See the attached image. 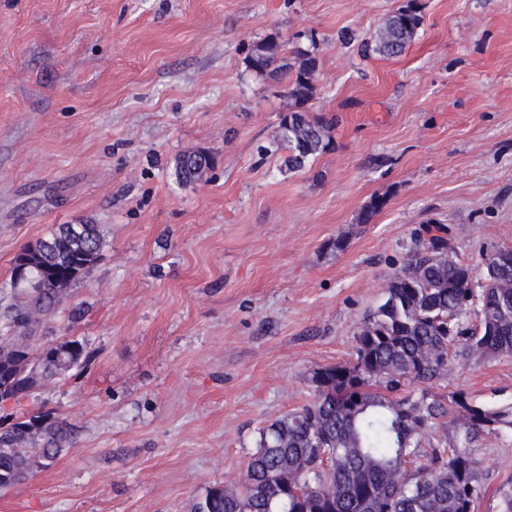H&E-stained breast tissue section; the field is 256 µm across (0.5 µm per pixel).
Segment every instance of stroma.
Here are the masks:
<instances>
[{
    "mask_svg": "<svg viewBox=\"0 0 512 512\" xmlns=\"http://www.w3.org/2000/svg\"><path fill=\"white\" fill-rule=\"evenodd\" d=\"M402 3L0 0V282L55 225L103 237L39 330L84 339L93 360L19 406L80 432L0 512H191L241 478L264 425L312 400L314 370L353 356L428 227L469 265L512 248V0H420L424 26L397 57L339 41ZM271 33L313 49L308 109L337 119L308 171L259 151L290 105L245 62ZM198 148L215 169L178 185L175 158ZM459 391L512 404V355L430 388ZM474 455L477 512H498L512 438Z\"/></svg>",
    "mask_w": 512,
    "mask_h": 512,
    "instance_id": "stroma-1",
    "label": "stroma"
}]
</instances>
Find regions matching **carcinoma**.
<instances>
[{
  "label": "carcinoma",
  "mask_w": 512,
  "mask_h": 512,
  "mask_svg": "<svg viewBox=\"0 0 512 512\" xmlns=\"http://www.w3.org/2000/svg\"><path fill=\"white\" fill-rule=\"evenodd\" d=\"M423 24L418 0H407L362 49L399 56ZM246 62L261 77L289 80L292 103L275 142L288 151V171L306 169L329 149L336 125V118L312 119L305 109L315 95L316 55L307 49L290 56L270 34L251 45ZM215 164L205 150L183 153L176 181L195 183ZM35 244L36 287L0 286V363L19 375L9 394L0 392V410L70 379L91 360L75 337L48 340L38 352L33 341L36 316L55 315L66 299L51 278L66 276L74 285L99 260L98 226L60 224ZM356 342L350 360L313 372L312 401L259 430L238 487L210 486L193 512H476L485 483L473 448L512 436V405L477 404L460 391L445 406L428 386L457 364L512 354V249L490 250L473 267L449 257L443 237L423 240L364 318ZM449 414L455 422L441 435L439 420ZM41 416H3L1 491L33 476L29 457L47 468L76 438L78 426L52 412L40 439L26 440L24 427ZM431 433L437 438L426 448ZM496 495L499 512H512V479Z\"/></svg>",
  "instance_id": "1"
}]
</instances>
